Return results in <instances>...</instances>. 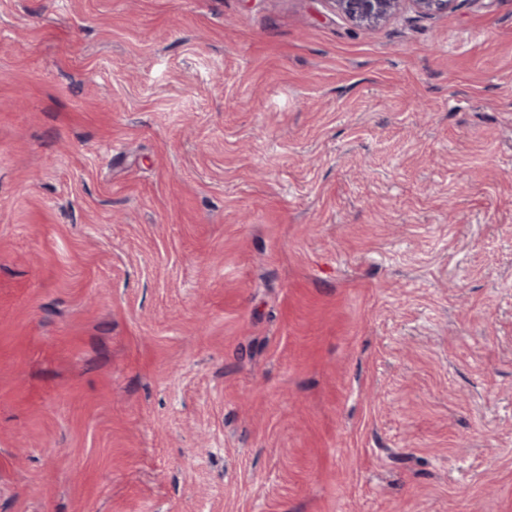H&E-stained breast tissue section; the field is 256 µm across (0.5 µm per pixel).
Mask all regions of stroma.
Masks as SVG:
<instances>
[{
    "label": "stroma",
    "mask_w": 512,
    "mask_h": 512,
    "mask_svg": "<svg viewBox=\"0 0 512 512\" xmlns=\"http://www.w3.org/2000/svg\"><path fill=\"white\" fill-rule=\"evenodd\" d=\"M0 512H512V0H0ZM331 8L360 29L374 28L398 14L406 5L421 14L448 10L453 0H326Z\"/></svg>",
    "instance_id": "obj_1"
}]
</instances>
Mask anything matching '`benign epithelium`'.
<instances>
[{"instance_id":"7a95c632","label":"benign epithelium","mask_w":512,"mask_h":512,"mask_svg":"<svg viewBox=\"0 0 512 512\" xmlns=\"http://www.w3.org/2000/svg\"><path fill=\"white\" fill-rule=\"evenodd\" d=\"M331 8L360 29L374 28L412 6L421 14L448 10L453 0H326Z\"/></svg>"}]
</instances>
